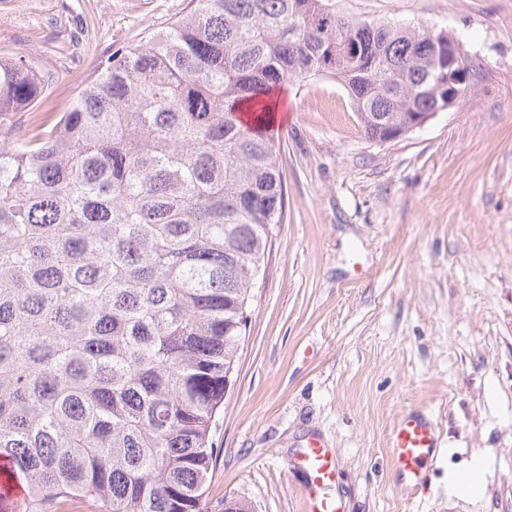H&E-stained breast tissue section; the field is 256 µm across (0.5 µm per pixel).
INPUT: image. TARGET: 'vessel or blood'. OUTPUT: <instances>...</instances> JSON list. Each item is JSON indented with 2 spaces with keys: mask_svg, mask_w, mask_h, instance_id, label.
Here are the masks:
<instances>
[{
  "mask_svg": "<svg viewBox=\"0 0 512 512\" xmlns=\"http://www.w3.org/2000/svg\"><path fill=\"white\" fill-rule=\"evenodd\" d=\"M390 446L406 489L416 488L424 478L423 464L437 446L430 422L421 414L406 413L392 432ZM291 465L307 475L310 512H343L341 499L332 493L336 484V461L321 442H307Z\"/></svg>",
  "mask_w": 512,
  "mask_h": 512,
  "instance_id": "1",
  "label": "vessel or blood"
}]
</instances>
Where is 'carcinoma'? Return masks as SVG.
<instances>
[{
    "instance_id": "obj_1",
    "label": "carcinoma",
    "mask_w": 512,
    "mask_h": 512,
    "mask_svg": "<svg viewBox=\"0 0 512 512\" xmlns=\"http://www.w3.org/2000/svg\"><path fill=\"white\" fill-rule=\"evenodd\" d=\"M448 32L332 0H189L26 134L40 62L0 59V512H211L215 417L284 222L266 103L337 79L366 136L448 105Z\"/></svg>"
}]
</instances>
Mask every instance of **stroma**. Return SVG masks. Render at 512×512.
Listing matches in <instances>:
<instances>
[{"label": "stroma", "instance_id": "1", "mask_svg": "<svg viewBox=\"0 0 512 512\" xmlns=\"http://www.w3.org/2000/svg\"><path fill=\"white\" fill-rule=\"evenodd\" d=\"M188 0H0V58L43 61L63 112L114 48ZM337 11L455 36L474 92L402 138L369 140L330 78L283 83L275 133L286 218L272 231L233 385L212 433L210 504L306 512L289 463L321 437L344 512H512V0H336ZM437 447L407 494L390 433ZM485 461L483 494L454 467Z\"/></svg>", "mask_w": 512, "mask_h": 512}]
</instances>
